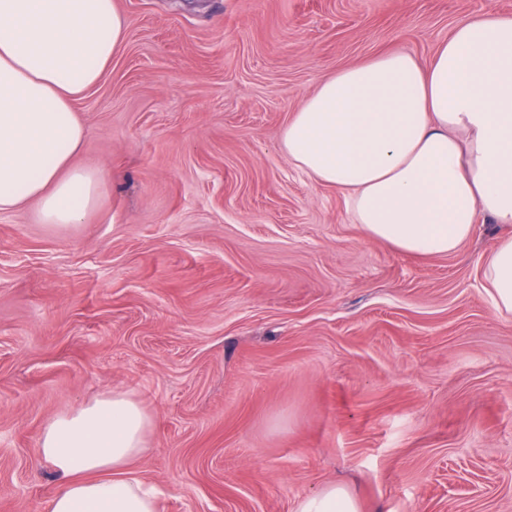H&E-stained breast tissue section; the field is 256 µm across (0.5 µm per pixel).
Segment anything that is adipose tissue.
<instances>
[{
	"instance_id": "1",
	"label": "adipose tissue",
	"mask_w": 512,
	"mask_h": 512,
	"mask_svg": "<svg viewBox=\"0 0 512 512\" xmlns=\"http://www.w3.org/2000/svg\"><path fill=\"white\" fill-rule=\"evenodd\" d=\"M125 38L115 0H0V212L82 223L103 173L75 163L86 131L74 102ZM294 165L342 193L367 237L417 256L451 254L478 215L512 224V19L459 23L435 57L392 51L325 77L283 132ZM495 309L512 314V234L483 266ZM151 419L108 391L44 427L38 452L61 478L50 512H156L134 476ZM296 512H360L330 485Z\"/></svg>"
}]
</instances>
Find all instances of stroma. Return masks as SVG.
I'll return each instance as SVG.
<instances>
[{"instance_id": "1", "label": "stroma", "mask_w": 512, "mask_h": 512, "mask_svg": "<svg viewBox=\"0 0 512 512\" xmlns=\"http://www.w3.org/2000/svg\"><path fill=\"white\" fill-rule=\"evenodd\" d=\"M125 40L75 104L103 171L80 224L0 212V512H49L44 425L110 391L151 415L158 512H512V315L479 217L447 256L368 238L281 137L325 76L431 58L512 0H115ZM295 512H360V507L348 490L334 484L302 499Z\"/></svg>"}]
</instances>
